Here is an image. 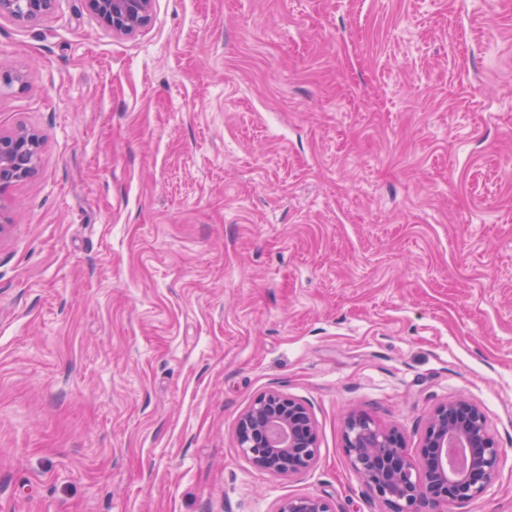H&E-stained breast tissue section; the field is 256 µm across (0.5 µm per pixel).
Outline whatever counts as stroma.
I'll list each match as a JSON object with an SVG mask.
<instances>
[{
  "label": "stroma",
  "mask_w": 512,
  "mask_h": 512,
  "mask_svg": "<svg viewBox=\"0 0 512 512\" xmlns=\"http://www.w3.org/2000/svg\"><path fill=\"white\" fill-rule=\"evenodd\" d=\"M0 512H385L345 417L419 445L484 412L512 512V0H87L0 17ZM304 402L320 454L256 469L242 412ZM154 0H88L93 14L113 35L132 36L152 21ZM40 149V138L32 131L0 132V190L36 174ZM275 512H335L328 500L311 495L294 496L280 501Z\"/></svg>",
  "instance_id": "obj_1"
}]
</instances>
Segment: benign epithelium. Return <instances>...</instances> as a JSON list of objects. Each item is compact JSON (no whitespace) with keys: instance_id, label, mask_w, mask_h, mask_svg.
<instances>
[{"instance_id":"obj_1","label":"benign epithelium","mask_w":512,"mask_h":512,"mask_svg":"<svg viewBox=\"0 0 512 512\" xmlns=\"http://www.w3.org/2000/svg\"><path fill=\"white\" fill-rule=\"evenodd\" d=\"M56 0H0V16L38 22ZM93 14L114 35L132 36L152 21L154 0H88ZM40 138L19 129L0 132V190L36 174ZM239 447L253 466L274 476L296 477L318 460L317 430L308 407L271 388L242 414ZM344 449L368 491L387 512H447L448 506L481 497L496 480L501 450L481 409L465 397L435 407L420 446L406 448L395 427L380 428L360 415L347 421ZM275 512H335L311 495L280 501Z\"/></svg>"}]
</instances>
